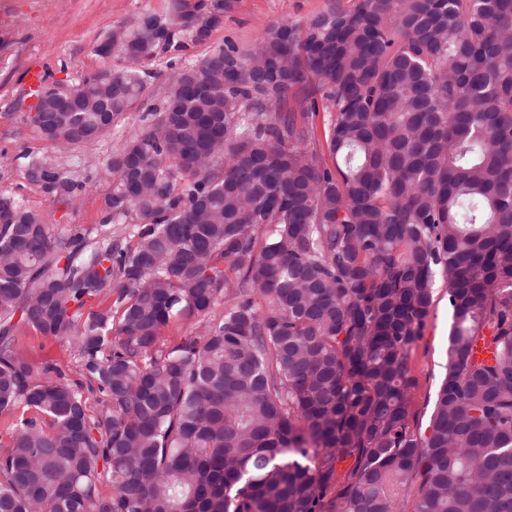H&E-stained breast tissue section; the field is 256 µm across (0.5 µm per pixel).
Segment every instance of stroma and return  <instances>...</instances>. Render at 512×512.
<instances>
[{
	"label": "stroma",
	"mask_w": 512,
	"mask_h": 512,
	"mask_svg": "<svg viewBox=\"0 0 512 512\" xmlns=\"http://www.w3.org/2000/svg\"><path fill=\"white\" fill-rule=\"evenodd\" d=\"M353 0H233L223 23L201 43L157 60L151 67L146 94L158 98L171 77L187 61L200 58L232 40L248 46L261 29L281 20H304L337 4ZM170 0H0V193L21 198L41 214L53 232L92 235L100 219L102 198L109 188L103 171L123 145L109 135L88 147L60 150L38 135L27 120L23 89L28 69L42 68L48 81L68 85L77 76L112 67L114 60L100 56L97 45L112 29L145 12L165 14ZM53 163L85 183L73 199H51L30 173L31 158ZM451 312L447 287L438 283L434 304L422 336L414 344L409 363L416 378L413 409L420 422H428L433 402L446 374ZM28 362L34 368L51 363L71 380H79L78 355L70 345L36 332L23 334Z\"/></svg>",
	"instance_id": "1"
}]
</instances>
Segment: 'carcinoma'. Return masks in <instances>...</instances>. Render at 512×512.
Instances as JSON below:
<instances>
[{"mask_svg":"<svg viewBox=\"0 0 512 512\" xmlns=\"http://www.w3.org/2000/svg\"><path fill=\"white\" fill-rule=\"evenodd\" d=\"M229 7L115 27L70 112L43 88L59 147L135 108L143 126L106 164L92 242L0 195V512H398L412 492L414 512H512V0L331 6L147 102L146 67ZM32 165L52 198L83 188ZM439 279L423 431L409 354ZM176 316L203 334L168 340ZM23 329L71 344L82 379L36 371ZM450 325L447 287L439 281L422 336L409 355L410 367L416 378L412 396L413 410L418 414L423 429L428 425L434 399L446 374Z\"/></svg>","mask_w":512,"mask_h":512,"instance_id":"cac0c4a2","label":"carcinoma"}]
</instances>
